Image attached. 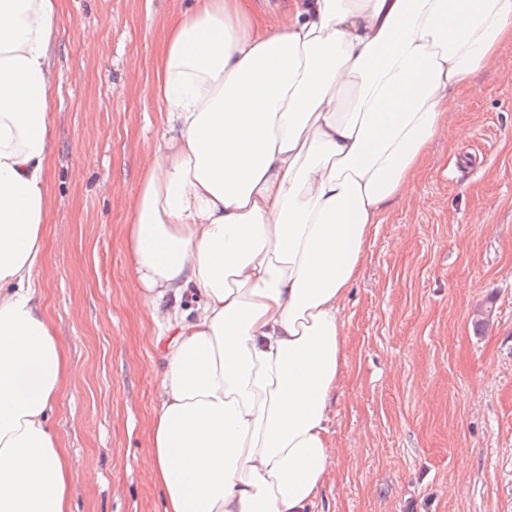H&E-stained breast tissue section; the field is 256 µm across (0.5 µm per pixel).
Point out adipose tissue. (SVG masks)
I'll return each mask as SVG.
<instances>
[{
	"mask_svg": "<svg viewBox=\"0 0 512 512\" xmlns=\"http://www.w3.org/2000/svg\"><path fill=\"white\" fill-rule=\"evenodd\" d=\"M54 0H0V512H70L49 419L76 382L37 293ZM512 42V0H197L142 93L126 243L161 346L145 477L164 512H314L348 292L386 211ZM193 295L196 304L181 301Z\"/></svg>",
	"mask_w": 512,
	"mask_h": 512,
	"instance_id": "adipose-tissue-1",
	"label": "adipose tissue"
}]
</instances>
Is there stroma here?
<instances>
[{"label": "stroma", "mask_w": 512, "mask_h": 512, "mask_svg": "<svg viewBox=\"0 0 512 512\" xmlns=\"http://www.w3.org/2000/svg\"><path fill=\"white\" fill-rule=\"evenodd\" d=\"M194 0H58L43 305L84 375L52 427L71 512H163L141 462L162 351L148 343L125 242L140 144L161 131L166 27ZM93 33L88 51L73 38ZM461 93L415 191L392 206L343 309L347 374L330 409L334 465L315 512H512V44ZM491 305L485 335L475 307Z\"/></svg>", "instance_id": "1"}]
</instances>
